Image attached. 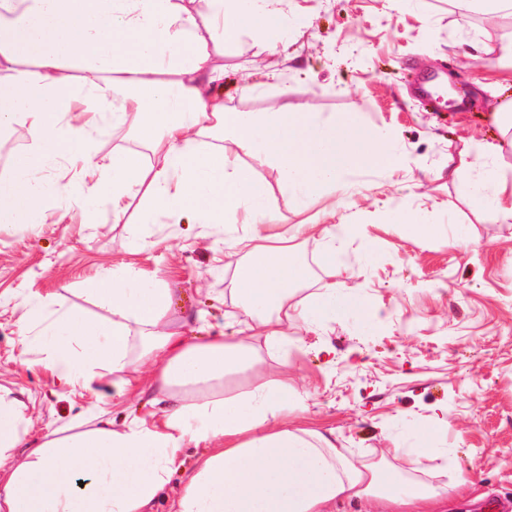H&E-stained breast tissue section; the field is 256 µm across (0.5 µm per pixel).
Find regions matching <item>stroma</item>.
<instances>
[{
    "label": "stroma",
    "instance_id": "35a3bbf8",
    "mask_svg": "<svg viewBox=\"0 0 512 512\" xmlns=\"http://www.w3.org/2000/svg\"><path fill=\"white\" fill-rule=\"evenodd\" d=\"M215 62L228 109L272 112L289 103L354 115L363 128L387 129L404 156L398 170L345 172L328 218L362 227L337 243L336 263L353 269V285L374 310L370 322L353 314L315 330L296 325L287 350L266 367L308 392L315 423L367 460L390 437L409 441L411 424L443 418L450 495L434 512H485L490 498L512 512V221L474 209L466 187L448 179L449 159L492 143L512 187V125L501 113L512 102V15L490 26L467 0H288V41L277 56L245 37ZM426 75L465 87V100L425 105L413 90ZM398 207L457 224L482 247L466 252L444 237L409 236L385 218ZM43 209L42 223L0 236V385L22 393L33 439L68 424L92 399L40 367L37 349H23L19 324L36 300L85 305L84 279L133 263L166 281L173 317L202 312L232 337L239 305L235 269L217 262L212 247L221 227L189 215L153 224V247L132 253L111 218L87 224L52 199ZM294 245L306 265L293 294L299 301L334 276L315 263L322 239Z\"/></svg>",
    "mask_w": 512,
    "mask_h": 512
}]
</instances>
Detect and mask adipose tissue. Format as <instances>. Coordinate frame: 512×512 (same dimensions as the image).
<instances>
[{
	"label": "adipose tissue",
	"instance_id": "ef3b65f1",
	"mask_svg": "<svg viewBox=\"0 0 512 512\" xmlns=\"http://www.w3.org/2000/svg\"><path fill=\"white\" fill-rule=\"evenodd\" d=\"M288 0H0V132L22 124L33 137L0 177V235L42 220L46 200L63 199L94 219V202L127 227L126 244L150 247L148 225L193 215L220 224L225 256L237 257L238 341L173 329L172 290L157 274L122 263L100 270L84 293L103 319L43 300L19 326V341L41 349L58 380L94 390L105 376L123 395L137 375L151 410L113 427L98 394L71 433L29 439L25 403L0 386V512H154L174 471L182 482L170 512H334L337 501L373 498L398 512H420L446 493L408 480L395 460L446 456L442 419L416 425L410 446L393 442L377 461L355 459L336 434L295 422L307 395L263 366L288 344V323L317 328L372 312L342 280L292 302L304 275L297 252L273 230L267 186L240 156L272 164L297 211L335 196L353 168H398L387 130H363L332 112L281 107L232 112L214 90L224 69L211 46L252 36L276 50L288 30ZM129 146L97 156L90 145L108 128ZM233 143L239 157L229 156ZM498 147L449 167L466 181L480 211L512 220L505 184L492 164ZM80 164V181L41 177ZM137 215H130L131 203ZM263 337L257 351L254 337ZM245 377L230 394L229 380ZM201 445L192 462L183 448Z\"/></svg>",
	"mask_w": 512,
	"mask_h": 512
}]
</instances>
